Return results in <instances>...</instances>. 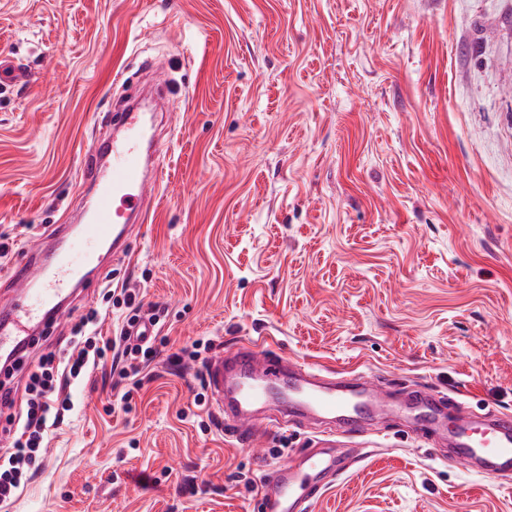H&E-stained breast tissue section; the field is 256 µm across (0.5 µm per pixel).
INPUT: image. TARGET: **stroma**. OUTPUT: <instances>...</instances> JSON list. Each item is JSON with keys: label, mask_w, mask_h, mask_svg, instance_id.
I'll list each match as a JSON object with an SVG mask.
<instances>
[{"label": "stroma", "mask_w": 512, "mask_h": 512, "mask_svg": "<svg viewBox=\"0 0 512 512\" xmlns=\"http://www.w3.org/2000/svg\"><path fill=\"white\" fill-rule=\"evenodd\" d=\"M1 56L30 80L0 91V294L79 213L118 78L162 68L171 102L153 219L28 351L0 427L72 322L121 328L107 291L138 292L162 344L140 386L88 373L10 512H257L263 470L316 429L246 447L211 425L202 363H169L197 340L270 336L403 403L422 386L512 413V0H0ZM336 441L348 470L311 512H512V482L397 423Z\"/></svg>", "instance_id": "35a3bbf8"}]
</instances>
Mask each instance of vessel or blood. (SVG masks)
<instances>
[{
  "label": "vessel or blood",
  "instance_id": "1",
  "mask_svg": "<svg viewBox=\"0 0 512 512\" xmlns=\"http://www.w3.org/2000/svg\"><path fill=\"white\" fill-rule=\"evenodd\" d=\"M152 88V111L141 109L143 88H129L124 107L112 114V136L84 155V183L94 194L81 225L70 229L63 253L48 258L28 251L25 264L13 275L12 292L0 301V312L8 317L0 326V355L13 357L49 319L59 316L70 287L99 261L104 244H111L113 256L127 255L132 224L151 220V201L161 178V143L153 114L169 105L161 82L153 81ZM273 346V341L260 339L235 350L229 359L215 353L204 367L211 410L234 422L239 440L253 439L258 413L267 407L287 418L311 416L338 423L347 434L362 432L367 418L377 413L408 416L412 433L421 440L447 431L451 460L489 476L512 473V414L497 412L451 426L443 401L430 393H420L421 410L413 415L364 378L319 383L317 370L289 363ZM329 443L326 437L313 440L290 462L267 469L258 490L260 512H308L321 487L346 469L343 460L326 452Z\"/></svg>",
  "mask_w": 512,
  "mask_h": 512
}]
</instances>
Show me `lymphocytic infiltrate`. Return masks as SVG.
I'll use <instances>...</instances> for the list:
<instances>
[{"label": "lymphocytic infiltrate", "instance_id": "f902f5d3", "mask_svg": "<svg viewBox=\"0 0 512 512\" xmlns=\"http://www.w3.org/2000/svg\"><path fill=\"white\" fill-rule=\"evenodd\" d=\"M122 302L131 314L127 328L119 336L102 339L95 330V315L82 317L71 328L70 347L66 353H47L40 357L35 369L27 376L25 391L28 395L26 416L22 426L6 437L0 448V507L10 504L22 486L23 478L36 471L45 454V431L48 419L63 421L74 410V393L85 374L106 365L113 354L125 360L121 370L124 377L139 376L144 364L156 350L147 341H132L128 328L141 319V303L135 292L123 290Z\"/></svg>", "mask_w": 512, "mask_h": 512}]
</instances>
